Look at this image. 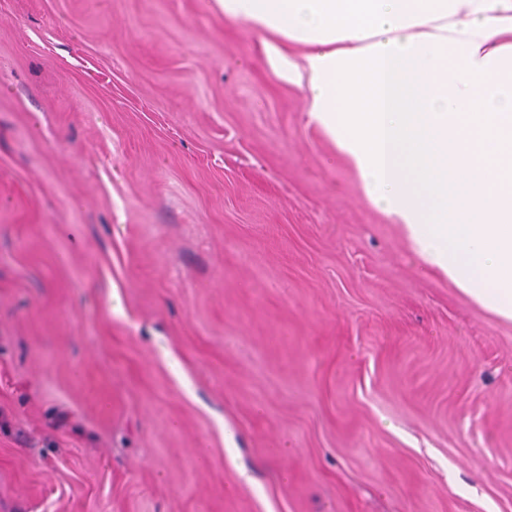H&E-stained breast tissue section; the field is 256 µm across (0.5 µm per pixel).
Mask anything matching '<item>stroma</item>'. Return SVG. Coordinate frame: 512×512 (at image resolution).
Listing matches in <instances>:
<instances>
[{
  "label": "stroma",
  "mask_w": 512,
  "mask_h": 512,
  "mask_svg": "<svg viewBox=\"0 0 512 512\" xmlns=\"http://www.w3.org/2000/svg\"><path fill=\"white\" fill-rule=\"evenodd\" d=\"M0 512H512V321L216 0H0Z\"/></svg>",
  "instance_id": "35a3bbf8"
}]
</instances>
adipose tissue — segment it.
<instances>
[{"mask_svg":"<svg viewBox=\"0 0 512 512\" xmlns=\"http://www.w3.org/2000/svg\"><path fill=\"white\" fill-rule=\"evenodd\" d=\"M216 2L424 265L512 320V113L491 94L512 86V0Z\"/></svg>","mask_w":512,"mask_h":512,"instance_id":"1","label":"adipose tissue"}]
</instances>
